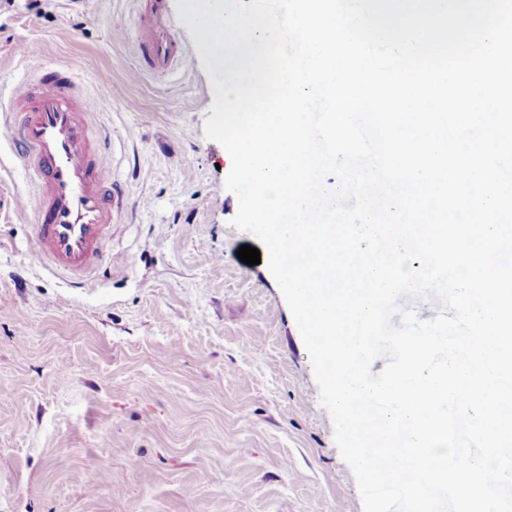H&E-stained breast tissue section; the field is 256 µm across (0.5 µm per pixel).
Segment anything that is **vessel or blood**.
Returning <instances> with one entry per match:
<instances>
[{"mask_svg": "<svg viewBox=\"0 0 512 512\" xmlns=\"http://www.w3.org/2000/svg\"><path fill=\"white\" fill-rule=\"evenodd\" d=\"M131 28L132 79L168 74L183 60L166 0H150ZM77 78L65 64L22 83L0 123V142L9 143L33 189L32 199L19 201L31 210L33 254L81 288L109 260L103 245L119 220L122 195L107 175L111 135L93 124L95 102L80 91Z\"/></svg>", "mask_w": 512, "mask_h": 512, "instance_id": "1", "label": "vessel or blood"}]
</instances>
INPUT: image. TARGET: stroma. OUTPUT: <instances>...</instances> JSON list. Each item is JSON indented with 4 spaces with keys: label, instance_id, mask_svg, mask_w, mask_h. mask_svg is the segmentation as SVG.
<instances>
[{
    "label": "stroma",
    "instance_id": "1",
    "mask_svg": "<svg viewBox=\"0 0 512 512\" xmlns=\"http://www.w3.org/2000/svg\"><path fill=\"white\" fill-rule=\"evenodd\" d=\"M143 2L0 7V94L78 60L128 202L111 263L69 287L29 250L30 186L0 146V512H364L281 289L237 256L258 241L231 224L189 27L174 73L128 79L135 47L113 29Z\"/></svg>",
    "mask_w": 512,
    "mask_h": 512
}]
</instances>
